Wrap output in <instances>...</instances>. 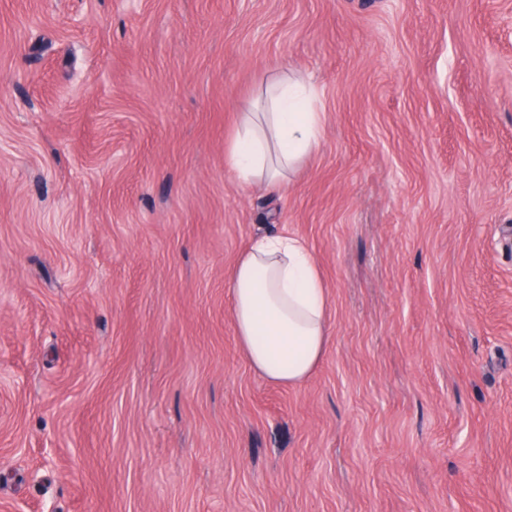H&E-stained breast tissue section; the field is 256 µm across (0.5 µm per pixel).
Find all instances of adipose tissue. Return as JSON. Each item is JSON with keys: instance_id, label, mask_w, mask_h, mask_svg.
Instances as JSON below:
<instances>
[{"instance_id": "1", "label": "adipose tissue", "mask_w": 512, "mask_h": 512, "mask_svg": "<svg viewBox=\"0 0 512 512\" xmlns=\"http://www.w3.org/2000/svg\"><path fill=\"white\" fill-rule=\"evenodd\" d=\"M261 98V111L238 113L224 164L241 184L276 186L318 149L324 114L307 82L285 72ZM226 288L248 363L276 384L305 382L330 341L329 293L307 245L287 234L254 238Z\"/></svg>"}]
</instances>
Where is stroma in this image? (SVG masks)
Listing matches in <instances>:
<instances>
[{"label":"stroma","mask_w":512,"mask_h":512,"mask_svg":"<svg viewBox=\"0 0 512 512\" xmlns=\"http://www.w3.org/2000/svg\"><path fill=\"white\" fill-rule=\"evenodd\" d=\"M284 69L321 144L241 185ZM284 232L293 388L225 286ZM0 512H512V0H0ZM226 288L235 337L248 363L281 386L305 382L330 341L329 293L307 245L287 234L254 238Z\"/></svg>","instance_id":"1"}]
</instances>
